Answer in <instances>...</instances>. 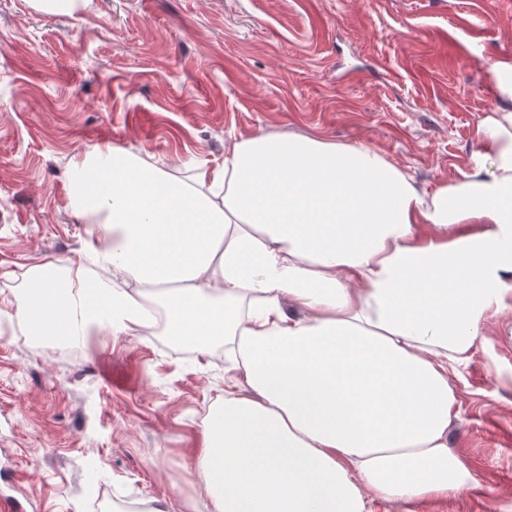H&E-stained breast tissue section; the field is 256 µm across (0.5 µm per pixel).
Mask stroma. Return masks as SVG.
Returning <instances> with one entry per match:
<instances>
[{"mask_svg":"<svg viewBox=\"0 0 512 512\" xmlns=\"http://www.w3.org/2000/svg\"><path fill=\"white\" fill-rule=\"evenodd\" d=\"M500 60L512 0H89L63 16L0 0V494L37 512L211 509L186 471L236 378L223 344L103 332L69 357L13 312L34 266L84 244L70 159L116 146L184 178L293 131L367 146L430 194L477 150ZM451 381L449 445L474 481L392 512H512V292Z\"/></svg>","mask_w":512,"mask_h":512,"instance_id":"35a3bbf8","label":"stroma"}]
</instances>
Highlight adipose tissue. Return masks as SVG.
I'll return each instance as SVG.
<instances>
[{
    "label": "adipose tissue",
    "instance_id": "1",
    "mask_svg": "<svg viewBox=\"0 0 512 512\" xmlns=\"http://www.w3.org/2000/svg\"><path fill=\"white\" fill-rule=\"evenodd\" d=\"M467 171L433 194L368 147L296 133L234 143L182 179L120 147L68 167L87 239L34 267L14 306L80 345H233L241 379L201 427L191 475L212 512H371L469 485L448 445V363L512 291V61Z\"/></svg>",
    "mask_w": 512,
    "mask_h": 512
}]
</instances>
